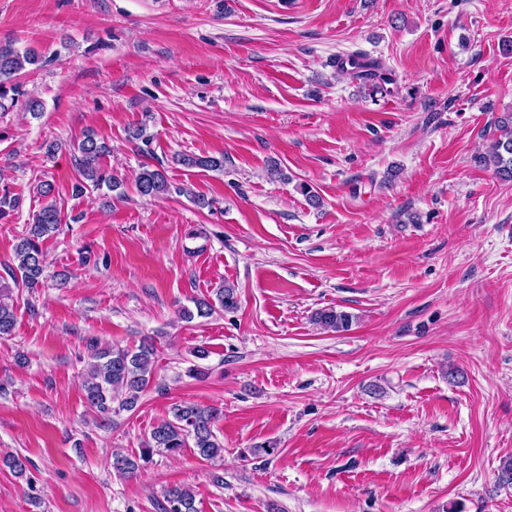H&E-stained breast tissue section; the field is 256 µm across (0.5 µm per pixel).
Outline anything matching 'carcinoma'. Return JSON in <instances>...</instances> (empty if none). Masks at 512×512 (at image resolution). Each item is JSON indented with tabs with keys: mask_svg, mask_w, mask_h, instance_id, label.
Returning a JSON list of instances; mask_svg holds the SVG:
<instances>
[{
	"mask_svg": "<svg viewBox=\"0 0 512 512\" xmlns=\"http://www.w3.org/2000/svg\"><path fill=\"white\" fill-rule=\"evenodd\" d=\"M42 55L34 48L19 50L6 41L0 42V110L9 111L23 103L25 110L34 116L41 114V101L31 97L22 85L13 82V77L28 66L40 67ZM337 66L342 73L362 83L371 92L385 91V85L393 83L392 74L376 60L362 56L341 59ZM499 136L488 146L486 155L479 162L494 166L496 174L503 180H512V113L505 112L494 121ZM77 170L79 178L72 191L79 196L86 192L115 191L123 186L122 180L108 175L101 169V159L111 152L108 144L93 130L83 135L78 145ZM179 162L187 167L220 171L224 169V157L184 155ZM136 191L141 197H160L171 191V184L165 173L145 165L135 179ZM60 210L55 203L45 204L34 215L33 223L14 247L17 266L8 269L14 284H23L35 289L45 279L46 254L41 247L43 239L59 230ZM195 309L182 307L181 319L190 322L194 318L209 317L217 310L231 311L238 307L236 289L223 284L214 290V298L194 300ZM313 320L325 329L339 333L350 329L353 316L334 307L319 309ZM16 314L11 299V286L0 280V335L12 334ZM156 347L144 341L139 346L122 348L114 346H92L89 368L82 380V391L86 402L102 415L133 410L140 394L147 390L154 378ZM220 415L214 406L195 403H175L170 408V417L158 423L150 433L140 454L135 456L115 454L112 469L135 475L152 460L155 454L177 456L191 448L205 460L223 456L224 444L218 440L213 426ZM163 512H198L193 491L184 485H172L164 490Z\"/></svg>",
	"mask_w": 512,
	"mask_h": 512,
	"instance_id": "obj_1",
	"label": "carcinoma"
}]
</instances>
